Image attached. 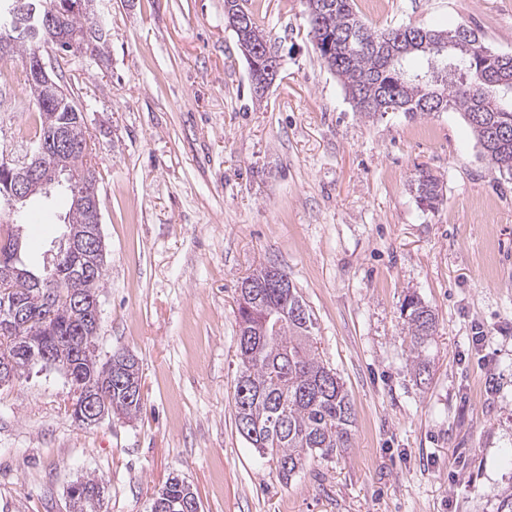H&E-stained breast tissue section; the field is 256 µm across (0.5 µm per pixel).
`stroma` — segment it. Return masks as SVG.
Segmentation results:
<instances>
[{"label":"stroma","instance_id":"stroma-1","mask_svg":"<svg viewBox=\"0 0 512 512\" xmlns=\"http://www.w3.org/2000/svg\"><path fill=\"white\" fill-rule=\"evenodd\" d=\"M355 4L378 30L467 25L512 54V0ZM248 7L282 63L260 101L224 0H100L103 56L42 51L99 174L96 353L136 355L143 408L79 425L58 367L0 387V512H72L82 479L100 484L103 512H149L172 475L203 512H496L512 489V178L491 171L460 113L356 112L302 0ZM23 61L0 60L12 160L38 111ZM421 168L444 183L438 209L410 190ZM67 208L57 193L35 204L28 268L62 239ZM270 265L307 304L355 414L350 448L284 483L238 433L232 400L237 286ZM410 295L438 317L422 385L401 317Z\"/></svg>","mask_w":512,"mask_h":512}]
</instances>
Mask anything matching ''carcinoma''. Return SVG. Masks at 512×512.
<instances>
[{
    "instance_id": "carcinoma-1",
    "label": "carcinoma",
    "mask_w": 512,
    "mask_h": 512,
    "mask_svg": "<svg viewBox=\"0 0 512 512\" xmlns=\"http://www.w3.org/2000/svg\"><path fill=\"white\" fill-rule=\"evenodd\" d=\"M308 16L321 19L320 28L310 30L311 41L319 59L336 74L355 110L366 116L378 113L401 112L406 117L427 116L438 110L461 113L474 138L483 150L488 165L499 174L512 175V109L506 112L490 111L492 98L476 101L467 94V88L480 82L481 77L496 64V54L473 52V43L479 41L475 30L459 28H428L399 25L374 30L357 14L354 0H304ZM242 12L247 19L236 33L238 46L246 44L262 52L277 54L275 45L256 25L253 14L238 0H224V12ZM94 0H84L83 7L70 11L67 27L87 38L86 48L97 53L105 50L108 32L94 21ZM437 34L454 38L453 53L468 61V68L448 75V69H439V83L419 80L426 72L413 70L409 62L417 55L426 56L424 42ZM402 42L404 53L396 64L389 63L390 44ZM436 89L446 91L444 104L432 97ZM37 100L39 112L34 117V134L30 140L42 138L51 129L65 126L70 139L86 143L82 111L68 96L55 98L58 90L41 85H29ZM58 163L67 168L80 183L96 174L82 151L61 156ZM411 190L418 203L435 210L443 202V184L430 171L418 170ZM64 223L84 229L88 225L86 210L70 207ZM104 265V258L93 251L76 257L71 276L61 282L54 279L53 269L45 268L36 274L41 287L28 280L10 286L11 295L26 307L31 320L15 333V338L0 336V358L8 354L14 340L35 347L48 339V332L40 319L43 295L52 292L57 310L66 312L65 298L78 291L86 297L97 296L103 277L83 275L84 268ZM236 323L238 326V370L234 379L233 398L235 423L249 426L243 438L260 456L272 461L277 477L288 481L304 471L307 463L316 457H327L351 447L354 412L336 373L319 360L314 346V322L297 288L288 289V302L276 288H261L256 296L238 295ZM288 307V321L279 333L273 335L263 329V313L267 306ZM404 327L410 339V352L415 363V381L424 383L429 376V365L423 356L429 340L437 328L434 310L419 298L411 296L401 310ZM87 342L78 357L85 369L84 381L70 378L74 388L92 383L105 393H112V410L131 418L143 406L142 400L127 401L125 389L117 386L115 378L124 376V382L140 383L139 369L128 371L116 365L109 367L99 362ZM88 495L86 512H99L100 487L98 483L84 482ZM197 498L192 486L183 478H168L157 491L151 508L153 512H184L183 503Z\"/></svg>"
}]
</instances>
